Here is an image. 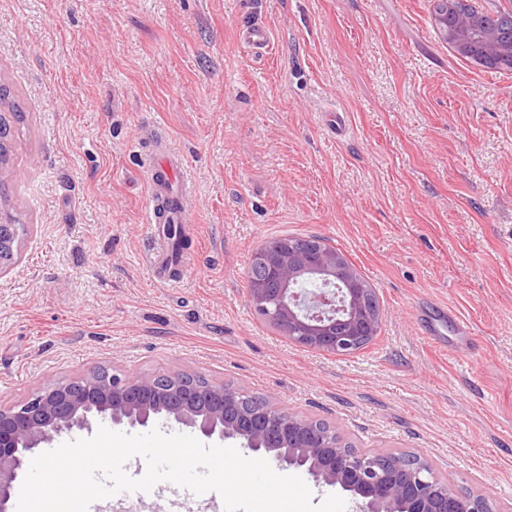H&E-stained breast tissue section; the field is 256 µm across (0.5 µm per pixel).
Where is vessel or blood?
Here are the masks:
<instances>
[{"mask_svg": "<svg viewBox=\"0 0 512 512\" xmlns=\"http://www.w3.org/2000/svg\"><path fill=\"white\" fill-rule=\"evenodd\" d=\"M240 38L254 50L262 51L269 46V32L264 24L255 21L242 27ZM182 161L170 152L166 144H158L156 152L149 160L146 176L151 189L154 206L145 212L143 221L147 224H160L166 217L162 212L163 206L175 208L178 220L188 224L192 221L191 211L185 205L186 196L192 192L190 183H182L179 191H172L171 183L174 175L181 169Z\"/></svg>", "mask_w": 512, "mask_h": 512, "instance_id": "1", "label": "vessel or blood"}]
</instances>
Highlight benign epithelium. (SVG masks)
Here are the masks:
<instances>
[{"mask_svg": "<svg viewBox=\"0 0 512 512\" xmlns=\"http://www.w3.org/2000/svg\"><path fill=\"white\" fill-rule=\"evenodd\" d=\"M478 20L468 8L457 10L448 40L460 52L470 45L486 63L503 47ZM22 244L1 207L0 276L15 268ZM253 259L257 274L248 276L247 291L254 312L289 341L347 355L379 329L373 289L322 238L268 240ZM96 416L132 427L172 419L206 437L239 440L285 468L303 469L316 482L362 499L357 512H500L483 494L462 496L449 488L419 456L359 452L336 441L316 420L285 413L270 400L251 404L239 392L191 375L121 377L106 370L44 385L0 406V512H9L29 455L56 435L89 427Z\"/></svg>", "mask_w": 512, "mask_h": 512, "instance_id": "obj_1", "label": "benign epithelium"}]
</instances>
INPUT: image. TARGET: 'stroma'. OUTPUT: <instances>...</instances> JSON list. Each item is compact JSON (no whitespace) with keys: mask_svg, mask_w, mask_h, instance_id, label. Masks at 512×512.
I'll list each match as a JSON object with an SVG mask.
<instances>
[{"mask_svg":"<svg viewBox=\"0 0 512 512\" xmlns=\"http://www.w3.org/2000/svg\"><path fill=\"white\" fill-rule=\"evenodd\" d=\"M434 0H0V206L30 232L0 277V405L104 368L199 375L412 452L512 512V73L458 54ZM257 20L269 51L245 46ZM184 161L177 260L147 224L156 140ZM317 234L376 292L373 345L292 344L247 271ZM432 301L471 326L428 333ZM179 499L197 498L178 489ZM166 483L120 512H172Z\"/></svg>","mask_w":512,"mask_h":512,"instance_id":"35a3bbf8","label":"stroma"}]
</instances>
